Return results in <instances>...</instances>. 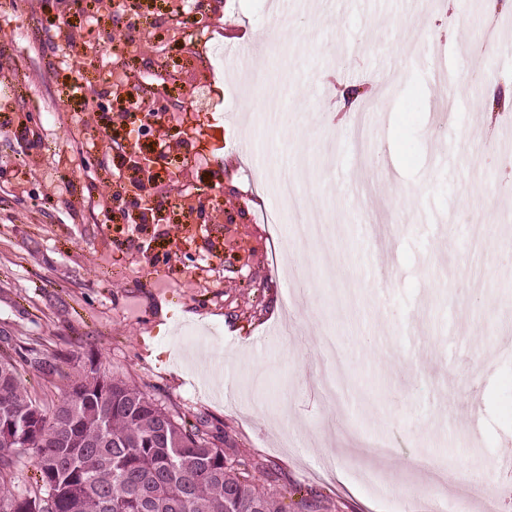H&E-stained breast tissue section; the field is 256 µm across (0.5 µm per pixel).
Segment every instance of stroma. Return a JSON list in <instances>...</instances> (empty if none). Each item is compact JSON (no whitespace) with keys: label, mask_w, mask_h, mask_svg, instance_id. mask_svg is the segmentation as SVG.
<instances>
[{"label":"stroma","mask_w":512,"mask_h":512,"mask_svg":"<svg viewBox=\"0 0 512 512\" xmlns=\"http://www.w3.org/2000/svg\"><path fill=\"white\" fill-rule=\"evenodd\" d=\"M174 0L130 13L85 0L0 6V347L32 395L59 398L88 359L147 391L241 456L277 464L286 506L325 512H512V109L497 136L470 135L512 72V12L489 20L409 0H197L177 26ZM498 41L475 46L483 28ZM460 90L439 96L434 64ZM267 75L244 85L249 65ZM235 99L215 90L216 66ZM379 84L381 117L363 158L340 153L352 118L325 117L340 86ZM275 91L274 115L244 121L249 95ZM148 106L199 113L168 163L133 171L156 129ZM465 167L436 165V145ZM243 163L219 168L224 152ZM295 171L332 244L300 252L283 206L257 195L261 157ZM151 188L166 224L141 223L126 184ZM219 186L185 244L183 197ZM447 222L415 220L425 204ZM380 212L402 234L358 218ZM209 366L198 381L192 355ZM342 362L341 398L320 382ZM476 481L481 494L467 492Z\"/></svg>","instance_id":"obj_1"}]
</instances>
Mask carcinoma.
<instances>
[{
  "mask_svg": "<svg viewBox=\"0 0 512 512\" xmlns=\"http://www.w3.org/2000/svg\"><path fill=\"white\" fill-rule=\"evenodd\" d=\"M21 454L39 473L24 495L5 486ZM0 512L285 510L271 464L239 457L95 360L48 402L1 349Z\"/></svg>",
  "mask_w": 512,
  "mask_h": 512,
  "instance_id": "obj_1",
  "label": "carcinoma"
}]
</instances>
